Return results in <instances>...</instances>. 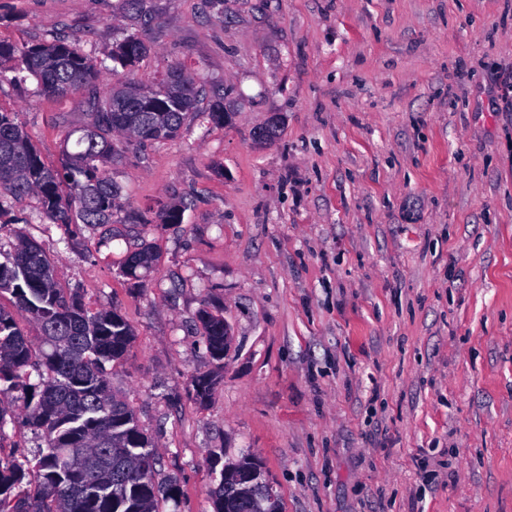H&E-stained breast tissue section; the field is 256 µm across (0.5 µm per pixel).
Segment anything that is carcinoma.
I'll use <instances>...</instances> for the list:
<instances>
[{
    "mask_svg": "<svg viewBox=\"0 0 512 512\" xmlns=\"http://www.w3.org/2000/svg\"><path fill=\"white\" fill-rule=\"evenodd\" d=\"M149 52L134 32L115 46L112 61L133 71ZM24 71L40 93L85 94L89 127L65 150L60 168L47 165L12 112L0 111V196H38L43 216L70 230L112 223L118 188L104 169L122 145L178 138L197 110L204 88L185 76L183 64L147 83L142 101L119 88L100 90L97 64L71 42L56 37L24 52ZM155 261L144 243L128 252L121 273L135 277ZM14 310L0 308V441L15 410L40 440L37 454L19 462L0 457V512H159V501L177 502L180 489L158 480L159 454L136 424L132 409L112 394L107 364L127 355L133 331L114 310L92 311L82 296L56 287L50 259L21 238L0 261V293ZM206 349L224 361V317L199 315ZM38 325L34 349L20 326ZM218 383L213 372L192 376L196 400L206 402ZM215 512H248L226 498L224 471L213 490Z\"/></svg>",
    "mask_w": 512,
    "mask_h": 512,
    "instance_id": "obj_1",
    "label": "carcinoma"
}]
</instances>
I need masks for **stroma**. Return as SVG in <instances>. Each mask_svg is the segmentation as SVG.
Here are the masks:
<instances>
[{
	"label": "stroma",
	"mask_w": 512,
	"mask_h": 512,
	"mask_svg": "<svg viewBox=\"0 0 512 512\" xmlns=\"http://www.w3.org/2000/svg\"><path fill=\"white\" fill-rule=\"evenodd\" d=\"M137 78L182 63L219 91L180 136L109 173L141 224L74 232L10 200L0 250L41 244L59 288L134 332L111 386L180 487L213 512V460L255 456L281 512H512V0H139ZM127 0H0V109L46 164L90 117L17 81L62 34L110 67ZM278 121L274 140L259 139ZM183 207L163 224L161 209ZM152 245L142 281L127 249ZM232 341L212 370L198 321ZM190 383L196 400L204 403L218 383V376L214 372H199L192 376Z\"/></svg>",
	"instance_id": "35a3bbf8"
}]
</instances>
